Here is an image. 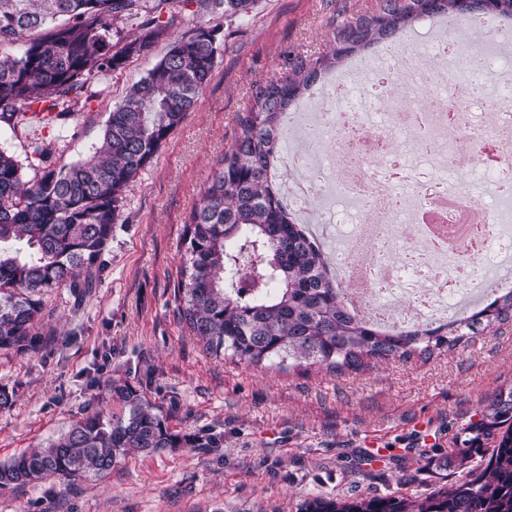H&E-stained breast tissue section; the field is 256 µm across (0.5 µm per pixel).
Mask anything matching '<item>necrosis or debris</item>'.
Wrapping results in <instances>:
<instances>
[{
    "instance_id": "1",
    "label": "necrosis or debris",
    "mask_w": 512,
    "mask_h": 512,
    "mask_svg": "<svg viewBox=\"0 0 512 512\" xmlns=\"http://www.w3.org/2000/svg\"><path fill=\"white\" fill-rule=\"evenodd\" d=\"M433 68L394 44L352 59L281 128L288 206L317 207L311 231L334 256L360 318L392 328L445 322L511 288L512 31L477 51L428 22ZM466 199L483 219L467 241L434 237L426 216Z\"/></svg>"
}]
</instances>
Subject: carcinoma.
I'll use <instances>...</instances> for the list:
<instances>
[{"label":"carcinoma","instance_id":"1","mask_svg":"<svg viewBox=\"0 0 512 512\" xmlns=\"http://www.w3.org/2000/svg\"><path fill=\"white\" fill-rule=\"evenodd\" d=\"M170 0H0V124L53 126L88 94L87 80L121 67L153 38L168 34L162 20ZM202 18L222 11L247 15L254 0H184ZM489 13L512 20V0H379L371 13L338 25L329 47L308 58L289 55L288 72L255 85L238 118L231 145L218 162L184 225L176 315L206 353L253 368L314 367L342 375L370 361L429 359L467 346L512 320V288L479 310L444 323L383 328L355 316L327 261L281 197L273 171L282 151L278 132L293 105L350 57L431 17ZM141 20L145 36L112 51V20ZM214 31L200 25L175 38L167 53L110 113L101 145L88 159L61 168L45 165L46 148L31 157L44 164L26 181L22 165L0 151V350L31 343L54 288H89L118 220L123 189L151 161L193 111L216 63ZM248 258L251 287H238L239 258ZM83 281H78L79 274ZM107 390L123 412L75 420L45 447L0 464V485L49 477L103 476L121 457L167 448H215L218 441L173 431L140 390L114 380ZM447 466H464L470 450L492 443L484 462L462 480L420 500L403 496L315 498L301 512H512V387L482 407L462 428Z\"/></svg>","mask_w":512,"mask_h":512}]
</instances>
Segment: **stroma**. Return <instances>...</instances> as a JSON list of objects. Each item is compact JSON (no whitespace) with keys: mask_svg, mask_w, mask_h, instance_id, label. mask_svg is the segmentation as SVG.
I'll return each instance as SVG.
<instances>
[{"mask_svg":"<svg viewBox=\"0 0 512 512\" xmlns=\"http://www.w3.org/2000/svg\"><path fill=\"white\" fill-rule=\"evenodd\" d=\"M377 0H256L245 16L206 17L220 47L193 112L122 193L94 288L44 298L35 345L0 351V463L57 438L73 420L120 413L110 380L146 392L172 430L220 437L216 448L128 455L99 479L50 478L0 488V512H299L306 501L367 495L417 498L462 478L443 460L485 398L512 386V321L467 347L357 373L260 370L207 354L176 318L183 226L232 142L255 83L286 55L324 51L344 19ZM168 36L102 69L71 117L50 128L0 129V150L24 161L32 141L48 164L91 156L113 108L174 38L198 20L174 0Z\"/></svg>","mask_w":512,"mask_h":512,"instance_id":"1","label":"stroma"}]
</instances>
